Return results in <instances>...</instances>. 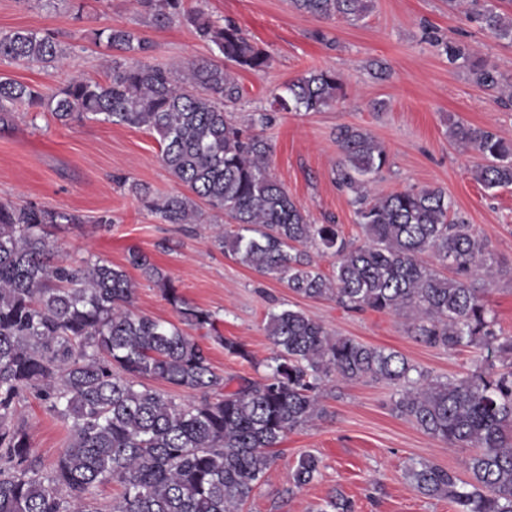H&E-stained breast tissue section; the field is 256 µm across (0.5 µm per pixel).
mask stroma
Segmentation results:
<instances>
[{"instance_id": "stroma-1", "label": "stroma", "mask_w": 512, "mask_h": 512, "mask_svg": "<svg viewBox=\"0 0 512 512\" xmlns=\"http://www.w3.org/2000/svg\"><path fill=\"white\" fill-rule=\"evenodd\" d=\"M215 20H233L270 55L266 69H235L244 90L232 108L242 117L267 106L289 81L315 69L331 68L346 78V96L320 112H279L263 136L272 146V175L305 206L316 222L334 219L360 240L350 195L336 184L341 159L336 130L343 125L370 132L385 148L389 165L375 192L421 188L444 190L453 209L484 237L496 274L486 281V299L497 327L512 336V188L484 189L473 178L481 158L449 136L454 122L488 128L512 141V107L495 92L475 84L466 69L449 64L441 44L467 43L477 58L496 66L512 84V45L495 39L445 0H373L362 21L320 20L297 11L290 0H189ZM135 30L153 46L147 60L182 71L188 63L217 60L212 46L181 21L152 25L134 0H0V33L18 29L52 32L67 48L53 69L0 62V76L52 93L72 78L106 80L113 52L95 44L93 30ZM383 67L374 75L371 66ZM120 176L149 187L153 197L183 192L160 160L149 132L95 119L61 125L48 112L17 107L12 123L0 125V201L33 203L85 217L84 225L54 228L62 256L126 267L135 285L133 311L174 320L159 290L127 268L129 249L147 254L171 277L190 303L214 313L221 333L242 342L250 360L227 354L211 337H200L215 371L225 378L259 379L272 345L265 330L271 309L302 310L332 333L393 349L410 364L442 380L473 369V351H448L417 341L404 319L392 313L349 312L328 299H310L286 283L244 267L214 248L211 211L194 224H164L143 201L117 184ZM107 214L110 226L94 224ZM396 389L365 381L336 383L322 400L325 413L288 433L254 497L243 512H316L334 494L352 500L355 512H453L447 500L418 493L407 467L429 461L465 476L467 449L434 439L393 408ZM16 424L28 432L43 472H51L66 445L68 428L48 414L34 393L18 404ZM306 454L319 471L300 489L290 473Z\"/></svg>"}]
</instances>
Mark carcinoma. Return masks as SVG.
<instances>
[{
    "label": "carcinoma",
    "mask_w": 512,
    "mask_h": 512,
    "mask_svg": "<svg viewBox=\"0 0 512 512\" xmlns=\"http://www.w3.org/2000/svg\"><path fill=\"white\" fill-rule=\"evenodd\" d=\"M139 3L157 27L183 20L224 62H192L179 79L140 59L153 46L135 31L95 30L94 41L126 54L112 65L109 80L74 78L46 95L0 77V124L23 104L64 125L100 116L146 129L157 136L166 170L189 191L147 199L163 223H192L203 202L237 226L216 233L213 245L238 263L348 311L403 314L416 340L450 351L476 347L480 364L460 378L434 380L401 353L334 336L288 307L267 315L273 354L266 374L242 378L230 391V380L214 371L188 330L205 331L243 360H251L249 351L223 336L214 315L186 301L145 254L131 249L127 262L159 289L176 323L131 309L124 269L61 256L47 227L80 224V216L0 201V512H99L93 490L108 482L122 488L115 512H241L285 436L324 414L320 396L327 386L362 379L398 387L399 415L433 438L471 449L464 460L468 481L427 461L411 464L407 477L417 492L448 499L455 512H512V336L496 329L485 289L475 286L494 277L487 241L439 188L372 195L387 152L370 133L345 125L336 131L337 181L351 193L364 242L347 239L340 224L316 223L269 170L271 146L255 130L271 123L270 112L249 113L244 126L226 113L243 95L230 67L262 71L268 51L235 23L190 10L185 0ZM291 3L324 20L358 21L372 9L371 0ZM466 17L512 43V15L493 0H470ZM443 50L476 84H502L498 70L474 60L466 44L448 41ZM65 56L52 33H0V60L55 68ZM344 88L341 73L310 71L289 81L271 108L320 112L342 98ZM450 135L482 156L474 170L479 184L512 187L511 142L462 122ZM316 256L336 259L332 274L320 270ZM146 380L198 391L200 400L178 404ZM30 389L70 427L49 475L26 430L14 423L16 400ZM318 468L316 456H302L293 486L309 484ZM318 512H354V505L337 494Z\"/></svg>",
    "instance_id": "obj_1"
}]
</instances>
